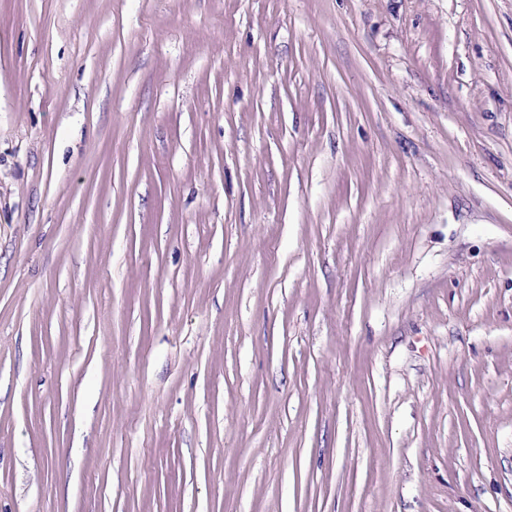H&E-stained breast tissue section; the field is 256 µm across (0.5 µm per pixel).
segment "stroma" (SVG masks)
<instances>
[{"label": "stroma", "instance_id": "1", "mask_svg": "<svg viewBox=\"0 0 512 512\" xmlns=\"http://www.w3.org/2000/svg\"><path fill=\"white\" fill-rule=\"evenodd\" d=\"M0 512H512V0H0Z\"/></svg>", "mask_w": 512, "mask_h": 512}]
</instances>
